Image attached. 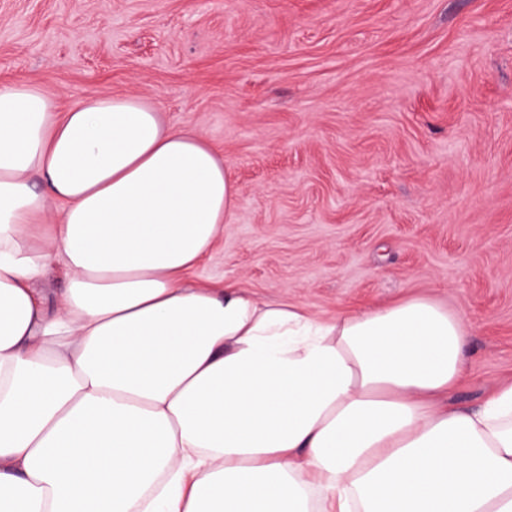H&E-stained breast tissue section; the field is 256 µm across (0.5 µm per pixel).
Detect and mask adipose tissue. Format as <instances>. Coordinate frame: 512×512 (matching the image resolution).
<instances>
[{
  "label": "adipose tissue",
  "mask_w": 512,
  "mask_h": 512,
  "mask_svg": "<svg viewBox=\"0 0 512 512\" xmlns=\"http://www.w3.org/2000/svg\"><path fill=\"white\" fill-rule=\"evenodd\" d=\"M238 195L145 99L0 85V512H512V379L443 403L461 317L188 282Z\"/></svg>",
  "instance_id": "obj_1"
}]
</instances>
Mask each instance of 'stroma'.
<instances>
[{
    "instance_id": "stroma-1",
    "label": "stroma",
    "mask_w": 512,
    "mask_h": 512,
    "mask_svg": "<svg viewBox=\"0 0 512 512\" xmlns=\"http://www.w3.org/2000/svg\"><path fill=\"white\" fill-rule=\"evenodd\" d=\"M137 95L239 188L199 280L321 316L432 298L512 378V0H0V82Z\"/></svg>"
}]
</instances>
